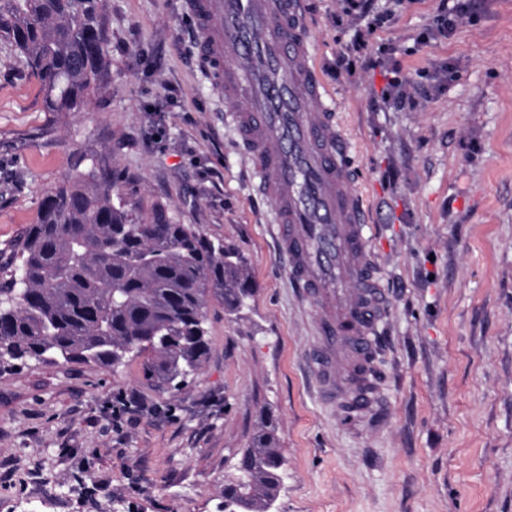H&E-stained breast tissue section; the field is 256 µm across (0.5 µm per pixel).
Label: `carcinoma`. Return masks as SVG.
<instances>
[{
    "instance_id": "cac0c4a2",
    "label": "carcinoma",
    "mask_w": 512,
    "mask_h": 512,
    "mask_svg": "<svg viewBox=\"0 0 512 512\" xmlns=\"http://www.w3.org/2000/svg\"><path fill=\"white\" fill-rule=\"evenodd\" d=\"M105 0H0V41L37 71L48 112H79L108 68ZM101 165L45 192L36 223L0 251V367L33 359L117 367L142 359L162 390L182 388L209 354L207 310L239 313L252 296L244 263L144 209ZM286 471L272 422L224 483L226 512H270Z\"/></svg>"
}]
</instances>
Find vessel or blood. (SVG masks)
<instances>
[{"mask_svg": "<svg viewBox=\"0 0 512 512\" xmlns=\"http://www.w3.org/2000/svg\"><path fill=\"white\" fill-rule=\"evenodd\" d=\"M190 8L201 56L225 98L244 104L236 122L275 205L288 276L323 303L308 354L319 391L345 414L367 412L388 298L369 251L367 209L351 186L350 146L315 109L325 87L300 0H191Z\"/></svg>", "mask_w": 512, "mask_h": 512, "instance_id": "b4317fda", "label": "vessel or blood"}]
</instances>
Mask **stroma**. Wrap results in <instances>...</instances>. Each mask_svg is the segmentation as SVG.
<instances>
[{
    "label": "stroma",
    "instance_id": "obj_1",
    "mask_svg": "<svg viewBox=\"0 0 512 512\" xmlns=\"http://www.w3.org/2000/svg\"><path fill=\"white\" fill-rule=\"evenodd\" d=\"M186 2L106 0L109 74L79 112L46 111L39 75L0 41V249L48 189L102 161L235 249L252 296L236 317L209 306L208 358L178 391L137 359L0 371V512H224L265 419L287 460L272 512H512V0H372L373 29L342 0H303L390 299L383 411L357 417L317 390L318 303L288 277L242 106L199 60ZM445 3L463 9L453 31L423 40ZM359 32L385 64L338 68Z\"/></svg>",
    "mask_w": 512,
    "mask_h": 512
}]
</instances>
